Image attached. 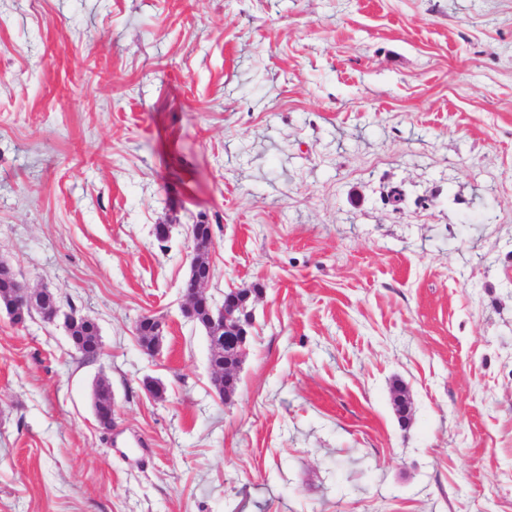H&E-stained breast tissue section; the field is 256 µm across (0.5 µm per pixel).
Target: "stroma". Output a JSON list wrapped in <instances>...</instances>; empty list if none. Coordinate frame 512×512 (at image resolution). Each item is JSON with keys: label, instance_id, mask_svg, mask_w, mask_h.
Listing matches in <instances>:
<instances>
[{"label": "stroma", "instance_id": "stroma-1", "mask_svg": "<svg viewBox=\"0 0 512 512\" xmlns=\"http://www.w3.org/2000/svg\"><path fill=\"white\" fill-rule=\"evenodd\" d=\"M0 260L103 342L0 310V512H512V0H0ZM211 277L212 276L210 274V277L207 280H200L197 279L191 272L189 279L185 283L183 294L184 303L182 306V313L186 318L192 320L191 312L193 305L197 300L200 299L201 293L204 292L203 288H205L209 283ZM245 289H237L230 291L231 296L224 294V304L217 306L213 305L210 310V315L214 323L223 327L224 333L237 336L236 342V365H224V351L228 350L231 346L225 341L222 342L219 351L215 352L210 341L212 331L209 325L208 309L203 303L196 304V318L193 322L204 329L206 336L208 337L212 353L210 358V366L212 369V384L221 398H224V380H228V373L233 376L239 373L240 367L243 362V354L246 350L248 336L250 334L251 325L253 324V309L248 310V307H240L239 313L236 309H230L237 303L238 298L243 294ZM70 309L75 312L77 316V318L71 323L70 329L72 330L71 336H75L78 350L88 358L96 356L98 346L93 344L94 336H96L95 331L97 330L96 323L93 320L78 314L71 306ZM110 388V385L103 380L98 381L95 387L97 425L101 430L106 431L112 428V410L104 405Z\"/></svg>", "mask_w": 512, "mask_h": 512}]
</instances>
